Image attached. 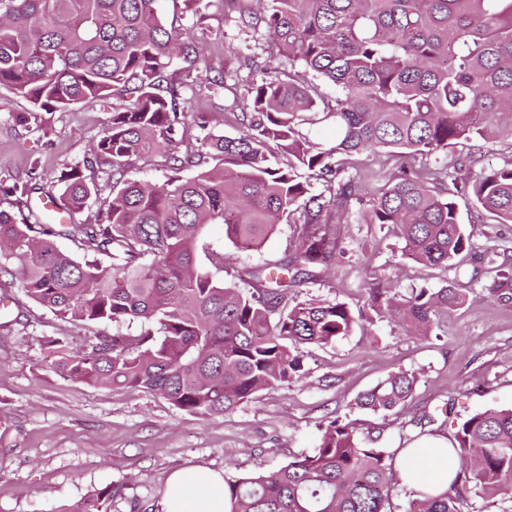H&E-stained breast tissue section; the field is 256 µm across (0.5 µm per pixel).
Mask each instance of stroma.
<instances>
[{"label": "stroma", "instance_id": "stroma-1", "mask_svg": "<svg viewBox=\"0 0 512 512\" xmlns=\"http://www.w3.org/2000/svg\"><path fill=\"white\" fill-rule=\"evenodd\" d=\"M170 23L194 32L208 30L205 64L180 70L183 112H210L211 128L227 137L240 126L221 100L207 97V79L223 74L230 85L247 84L249 60L287 66L264 29L243 27L237 0H157ZM0 181L34 172L30 209L45 224H58L49 202L61 170L89 156L102 134L108 110L100 105L57 112L50 132L14 124L12 113L27 102L0 88ZM460 218L483 253L512 256V224H496L463 204ZM343 255L330 275L305 284L301 295L349 302L361 308L359 283L367 270L384 271L396 288L440 287V271L405 262L389 268L402 244L375 224H339ZM280 225L260 250L234 246L220 224L209 225L202 244L224 255V269L245 281L253 268L285 259L291 242ZM490 276L472 273L466 304L449 311L437 332L414 335L386 319L360 322L351 336L324 348L304 349L307 373L288 386L262 392L234 411L206 419L177 410L162 397L139 390L93 387L45 369V341L69 339L79 348L87 327L56 320L12 285V302L0 308V512H83L104 490L107 512H161L170 475L182 468L221 473L231 481L259 469H276L316 446L317 426L338 417L359 435L385 448L407 447L420 431H432L448 401L459 416L512 407V301L487 297ZM415 372L405 408L381 417L358 408L359 393L390 372Z\"/></svg>", "mask_w": 512, "mask_h": 512}]
</instances>
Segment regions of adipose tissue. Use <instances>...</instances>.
<instances>
[{"label":"adipose tissue","mask_w":512,"mask_h":512,"mask_svg":"<svg viewBox=\"0 0 512 512\" xmlns=\"http://www.w3.org/2000/svg\"><path fill=\"white\" fill-rule=\"evenodd\" d=\"M458 468L448 442L429 437L418 441L415 448L405 449L399 465V476L413 483L422 475L431 492L447 488ZM162 512H224V478L194 468L175 471L168 479L162 495Z\"/></svg>","instance_id":"adipose-tissue-1"}]
</instances>
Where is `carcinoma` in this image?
Masks as SVG:
<instances>
[{
    "label": "carcinoma",
    "instance_id": "1",
    "mask_svg": "<svg viewBox=\"0 0 512 512\" xmlns=\"http://www.w3.org/2000/svg\"><path fill=\"white\" fill-rule=\"evenodd\" d=\"M156 2L0 0V87L30 104L11 114L15 124L43 130L54 112L115 99L91 157L58 179L71 220L61 234L83 257L60 251L46 225L0 208V275L62 321L113 326L76 351L46 342L51 371L154 392L205 419L302 377L301 347L352 334L360 316L347 303L296 295L315 277L311 267L335 264L331 218L343 220L352 203L363 223L403 243L402 257L444 272H460L475 249L456 198L512 224V165L475 173L451 155L460 144L512 137V0H241L244 26L263 27L288 65L302 64L337 95L319 103L298 72L264 66L236 96L235 138L214 133L203 112L178 110L174 66L203 62L207 33L166 25ZM304 125L329 126L334 137L317 141ZM364 153L441 154L444 163L404 169L367 197L349 171ZM153 155L169 171L162 183L126 178ZM102 164L111 167L107 197L91 176ZM33 190L18 179L1 183L0 197L21 213ZM95 203L94 222H74ZM209 224L224 225L243 249L261 248L287 224L293 250L241 288L216 277L224 254L205 253L211 271L201 263ZM361 290L378 318L408 332L433 328L470 292L455 278L402 294L375 277ZM486 292L512 300V276ZM415 384L414 373L392 372L356 405L385 417ZM319 430L314 454L224 483V512H397L401 449L373 445L338 417ZM451 445L459 469L448 487L410 488L404 512H476L474 498L512 500V408L469 416Z\"/></svg>",
    "mask_w": 512,
    "mask_h": 512
}]
</instances>
